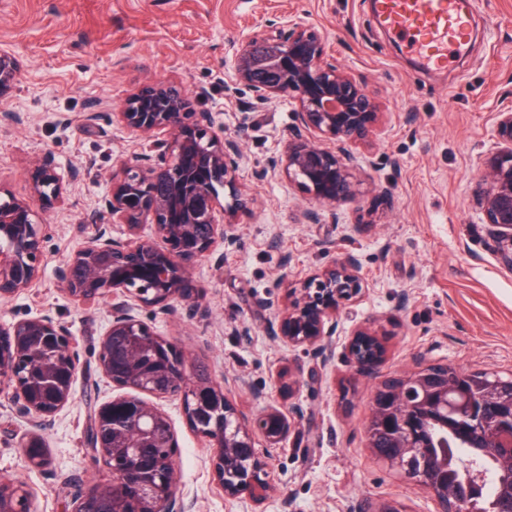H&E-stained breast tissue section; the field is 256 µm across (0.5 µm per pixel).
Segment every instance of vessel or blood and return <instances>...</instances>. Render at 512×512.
I'll return each instance as SVG.
<instances>
[{
	"label": "vessel or blood",
	"instance_id": "b4317fda",
	"mask_svg": "<svg viewBox=\"0 0 512 512\" xmlns=\"http://www.w3.org/2000/svg\"><path fill=\"white\" fill-rule=\"evenodd\" d=\"M379 24L408 40L429 64H441L451 48L468 42V0H371Z\"/></svg>",
	"mask_w": 512,
	"mask_h": 512
}]
</instances>
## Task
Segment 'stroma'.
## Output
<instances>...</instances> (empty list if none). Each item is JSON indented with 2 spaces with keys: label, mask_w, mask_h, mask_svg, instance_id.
Instances as JSON below:
<instances>
[{
  "label": "stroma",
  "mask_w": 512,
  "mask_h": 512,
  "mask_svg": "<svg viewBox=\"0 0 512 512\" xmlns=\"http://www.w3.org/2000/svg\"><path fill=\"white\" fill-rule=\"evenodd\" d=\"M473 10L472 42L427 68L377 22L369 0H0V50L19 63L13 93L0 100V115H12L0 118V191L30 198L40 157L67 188L64 202L34 203L45 229L39 276L0 302V326L50 318L68 329L78 357L73 399L40 431L49 466H29V426L0 397V476L27 484L33 512H72L75 486L112 479L84 445L94 410L130 393L98 365L112 308L72 299L58 270L93 237L121 162L156 152L159 136L129 131L116 114L130 93L159 80L183 86L190 111L211 113L216 131L239 143L238 182L249 203L233 241L195 263V319L177 304L140 305L135 314L184 351L186 372L202 367L221 382L240 413L252 418L269 405L290 421L279 443L255 437L267 491L230 498L181 393L147 395L171 423L192 512H364L394 500L406 512H437L428 494L373 456L366 425L375 387L417 364L512 374V273L476 195L495 116L512 106V0H473ZM289 17L324 32L330 57L384 105L373 145L358 158L361 193L335 208L269 171L292 107L282 99L253 106L231 68L239 41ZM90 112L98 115L91 125ZM313 209L322 223L308 222ZM350 255L363 291L337 315L334 357L269 336L294 290ZM360 327L375 334L383 356L358 372L345 354ZM257 391L265 402L254 400Z\"/></svg>",
  "instance_id": "obj_1"
}]
</instances>
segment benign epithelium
<instances>
[{"label":"benign epithelium","mask_w":512,"mask_h":512,"mask_svg":"<svg viewBox=\"0 0 512 512\" xmlns=\"http://www.w3.org/2000/svg\"><path fill=\"white\" fill-rule=\"evenodd\" d=\"M327 41L325 34L301 22L271 26L238 43L232 69L236 83L247 87L256 102L284 99L293 107L288 140L269 161V169L287 177L312 201L338 206L358 194L357 149L369 145L383 112L361 78L327 60ZM17 73L16 58L1 50V99L14 90ZM186 105L182 89L164 82L127 98L120 121L137 133H162L166 139L156 154L112 174L103 211L112 223L126 225L128 238L114 239L105 222L94 221V237L59 270L58 278L77 301H112V322L98 357L103 374L119 386L154 394L166 393L168 381L180 382L190 423L198 425L216 453L215 472L224 495L257 498L267 485L255 477L261 467L253 433L281 440L289 431L285 414L264 409L248 424L224 398L220 384L206 373L188 377L185 353L132 313L133 302L165 310L178 301L187 318H196L201 304L192 288L193 264L218 243L231 241L233 225L224 223V217L246 207L237 181V142L215 132L211 113L188 112ZM493 137L496 147L482 160L477 197L486 223L496 231L503 265L512 272V109L497 113ZM221 188L228 190L222 202ZM64 193L51 163L36 160L32 197L61 200ZM148 221L156 225L163 244L140 235ZM42 228L31 201L0 196L1 302L38 276ZM362 290L358 260L350 256L309 279L269 334L326 352L341 304ZM367 335L368 328L360 327L349 344L351 364L359 371L380 357ZM114 336L126 337L124 348L109 350ZM76 372L70 334L51 320L26 319L0 327V383L6 384L8 401L20 406L34 428L23 448L35 468L49 464L37 430L72 400ZM406 380L419 387L423 409L448 411V375L420 365ZM411 412L404 389L394 380L381 383L371 396V419H401ZM161 446L171 449L165 459L153 452ZM85 447L119 474L120 481L77 488L73 512H140L144 494L162 502L163 512H188L177 482L173 430L157 408L137 397L101 405L86 430ZM408 452L409 445L397 436L383 461L398 469ZM229 470L238 471L232 483L225 481ZM406 478L432 496L438 512H464L460 492L441 487L442 473L432 459ZM32 497L23 481L0 478V512H31Z\"/></svg>","instance_id":"obj_1"}]
</instances>
